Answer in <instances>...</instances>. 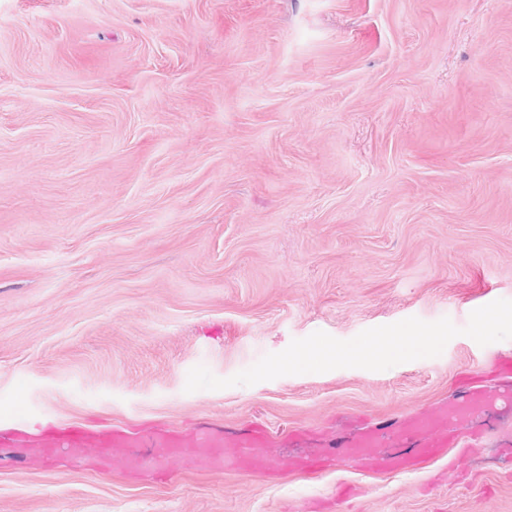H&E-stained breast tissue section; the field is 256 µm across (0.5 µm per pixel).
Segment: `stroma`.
<instances>
[{
    "label": "stroma",
    "instance_id": "stroma-1",
    "mask_svg": "<svg viewBox=\"0 0 512 512\" xmlns=\"http://www.w3.org/2000/svg\"><path fill=\"white\" fill-rule=\"evenodd\" d=\"M512 300V0H0V425L234 426L335 443L512 354L230 377L321 330L465 326ZM500 423L467 471L176 486L0 448V512H512Z\"/></svg>",
    "mask_w": 512,
    "mask_h": 512
}]
</instances>
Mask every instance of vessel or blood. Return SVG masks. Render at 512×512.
Wrapping results in <instances>:
<instances>
[{"mask_svg": "<svg viewBox=\"0 0 512 512\" xmlns=\"http://www.w3.org/2000/svg\"><path fill=\"white\" fill-rule=\"evenodd\" d=\"M489 368L499 379L497 389H486L472 373L463 372L457 377L461 394L455 400L386 423L355 422L352 435L340 442L333 458L336 467L400 474L427 468L453 448L476 452L489 433L488 427L477 423V416L512 414V356H495ZM275 442L287 446L288 451L273 460L264 450ZM313 445L309 430L281 433L260 420L237 427L202 420L182 431L161 422L128 429L64 423L51 417L33 427L19 417L9 429H0L1 448H24L44 458L64 450L99 467L121 458L128 471L149 464L168 477L173 474L171 462L178 458L194 459L215 472L272 480L316 474L324 457L313 452Z\"/></svg>", "mask_w": 512, "mask_h": 512, "instance_id": "b4317fda", "label": "vessel or blood"}]
</instances>
